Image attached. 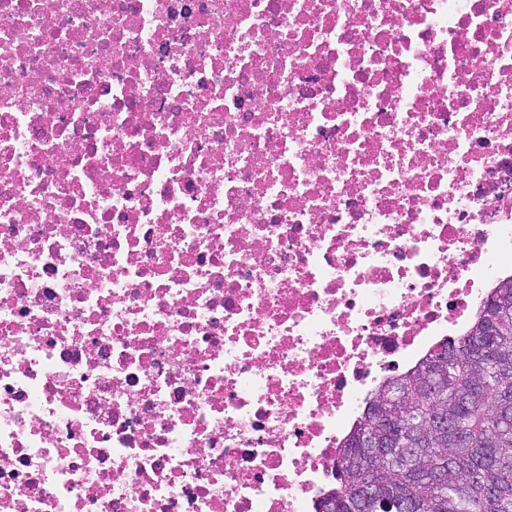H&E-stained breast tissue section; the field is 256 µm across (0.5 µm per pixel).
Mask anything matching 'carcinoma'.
<instances>
[{"mask_svg": "<svg viewBox=\"0 0 512 512\" xmlns=\"http://www.w3.org/2000/svg\"><path fill=\"white\" fill-rule=\"evenodd\" d=\"M448 360L439 403L424 389L441 350ZM405 401L386 407L385 419L405 432L404 446L365 411L345 449L340 484L320 512H373L380 502H406L410 512H512V287L493 288L468 330L437 345L413 369L388 382ZM442 417L447 428L434 430ZM372 434L374 447L358 443ZM370 477L371 500L356 505Z\"/></svg>", "mask_w": 512, "mask_h": 512, "instance_id": "1", "label": "carcinoma"}]
</instances>
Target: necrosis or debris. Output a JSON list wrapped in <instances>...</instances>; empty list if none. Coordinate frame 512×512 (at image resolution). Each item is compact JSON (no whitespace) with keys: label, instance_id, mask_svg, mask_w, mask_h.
<instances>
[{"label":"necrosis or debris","instance_id":"obj_1","mask_svg":"<svg viewBox=\"0 0 512 512\" xmlns=\"http://www.w3.org/2000/svg\"><path fill=\"white\" fill-rule=\"evenodd\" d=\"M512 276V0H0V512H318Z\"/></svg>","mask_w":512,"mask_h":512}]
</instances>
